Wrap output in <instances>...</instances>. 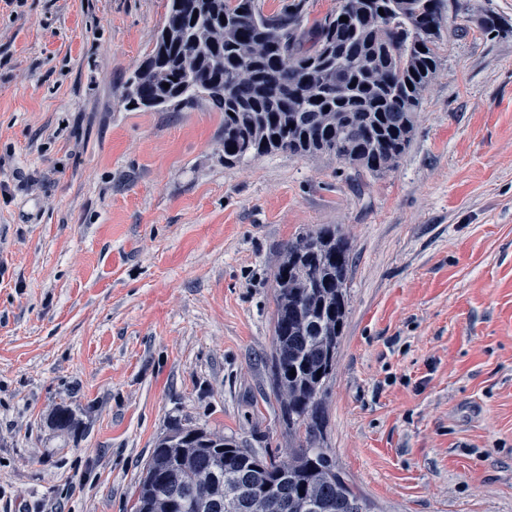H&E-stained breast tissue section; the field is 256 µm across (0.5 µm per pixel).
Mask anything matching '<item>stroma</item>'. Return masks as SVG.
Listing matches in <instances>:
<instances>
[{
	"instance_id": "1",
	"label": "stroma",
	"mask_w": 512,
	"mask_h": 512,
	"mask_svg": "<svg viewBox=\"0 0 512 512\" xmlns=\"http://www.w3.org/2000/svg\"><path fill=\"white\" fill-rule=\"evenodd\" d=\"M405 152L224 163V115L127 107L167 0H0V512H133L174 423L291 444L288 241L351 243L323 440L371 512H512V0H460ZM69 408L76 425L55 427Z\"/></svg>"
}]
</instances>
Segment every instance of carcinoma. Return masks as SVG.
<instances>
[{
    "instance_id": "obj_1",
    "label": "carcinoma",
    "mask_w": 512,
    "mask_h": 512,
    "mask_svg": "<svg viewBox=\"0 0 512 512\" xmlns=\"http://www.w3.org/2000/svg\"><path fill=\"white\" fill-rule=\"evenodd\" d=\"M442 8L339 0L310 26L306 0L276 14L258 0H169L122 97L153 111L207 100L224 113L226 165L288 152L388 171L438 69ZM350 254L348 238L323 226L289 241L275 273L271 369L295 443L288 457L176 425L153 448L138 512H370L323 447L320 413L347 316Z\"/></svg>"
}]
</instances>
